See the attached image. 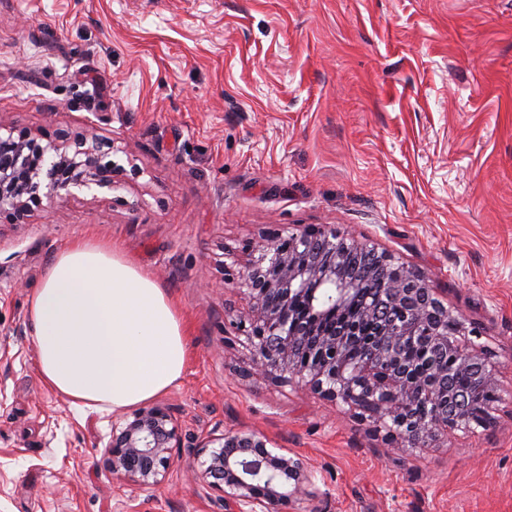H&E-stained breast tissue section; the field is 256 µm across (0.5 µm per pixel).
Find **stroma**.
I'll use <instances>...</instances> for the list:
<instances>
[{
  "mask_svg": "<svg viewBox=\"0 0 512 512\" xmlns=\"http://www.w3.org/2000/svg\"><path fill=\"white\" fill-rule=\"evenodd\" d=\"M0 124L94 126L113 190L0 218V512H222L198 441L304 456L293 512H512V0H0ZM330 225L399 254L495 365L493 425L390 448L349 407L248 376L232 280L262 236ZM118 244L179 302L189 357L163 485L105 469L115 413L42 380L28 316L53 254Z\"/></svg>",
  "mask_w": 512,
  "mask_h": 512,
  "instance_id": "35a3bbf8",
  "label": "stroma"
}]
</instances>
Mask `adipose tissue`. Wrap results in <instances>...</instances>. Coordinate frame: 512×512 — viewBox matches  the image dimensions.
Masks as SVG:
<instances>
[{
	"instance_id": "ef3b65f1",
	"label": "adipose tissue",
	"mask_w": 512,
	"mask_h": 512,
	"mask_svg": "<svg viewBox=\"0 0 512 512\" xmlns=\"http://www.w3.org/2000/svg\"><path fill=\"white\" fill-rule=\"evenodd\" d=\"M29 318L42 380L75 407L123 411L183 377L180 308L111 242L81 238L58 252Z\"/></svg>"
}]
</instances>
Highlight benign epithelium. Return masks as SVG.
Returning <instances> with one entry per match:
<instances>
[{
    "instance_id": "1",
    "label": "benign epithelium",
    "mask_w": 512,
    "mask_h": 512,
    "mask_svg": "<svg viewBox=\"0 0 512 512\" xmlns=\"http://www.w3.org/2000/svg\"><path fill=\"white\" fill-rule=\"evenodd\" d=\"M113 145L91 130L59 132L44 139L0 124V213L22 221L47 211L73 190L114 189L121 169L102 162ZM46 192H41V189ZM351 250L374 260L370 273L387 276L392 316L388 350L368 360L341 354L336 335L300 345L298 301L312 326L331 318L352 299L358 285L336 257ZM235 287L245 291L249 310L240 321L252 353L250 377L285 384L297 380L312 392L349 407L360 397L372 403L376 431L393 448L425 443L464 423L489 419L498 380L486 349L471 337L474 327L453 314L430 281L396 254L378 249L336 228H312L258 242L238 272ZM467 376L483 400L474 411L469 395L448 392L442 379ZM181 447V429L168 404L140 408L112 424L104 449L106 468L134 490L160 486ZM196 479L226 512H273V507L311 496L316 476L300 456L268 448L260 432L209 435L194 458Z\"/></svg>"
}]
</instances>
